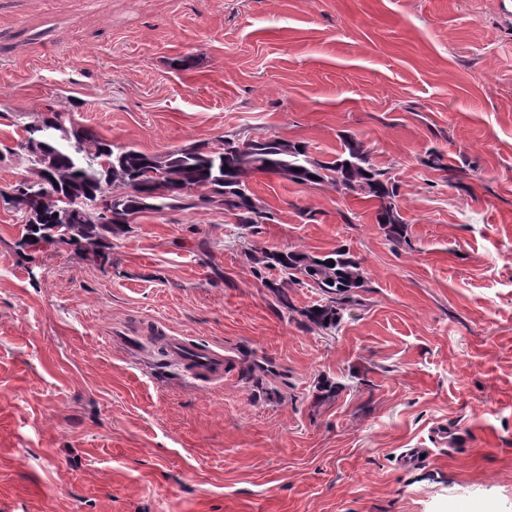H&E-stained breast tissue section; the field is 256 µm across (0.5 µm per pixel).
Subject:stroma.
I'll use <instances>...</instances> for the list:
<instances>
[{
  "label": "stroma",
  "mask_w": 512,
  "mask_h": 512,
  "mask_svg": "<svg viewBox=\"0 0 512 512\" xmlns=\"http://www.w3.org/2000/svg\"><path fill=\"white\" fill-rule=\"evenodd\" d=\"M51 108L151 154L267 135L329 161L354 136L407 242L377 201L272 174L249 185L273 222L147 212L103 264L27 256L0 205V512H512V0H0V188ZM340 246L367 280L334 328L253 271ZM156 326L223 349V380ZM150 334L160 341L174 359L180 361L186 370L198 380L209 383L224 378V353L210 347H193L180 337L168 334L156 327Z\"/></svg>",
  "instance_id": "obj_1"
}]
</instances>
